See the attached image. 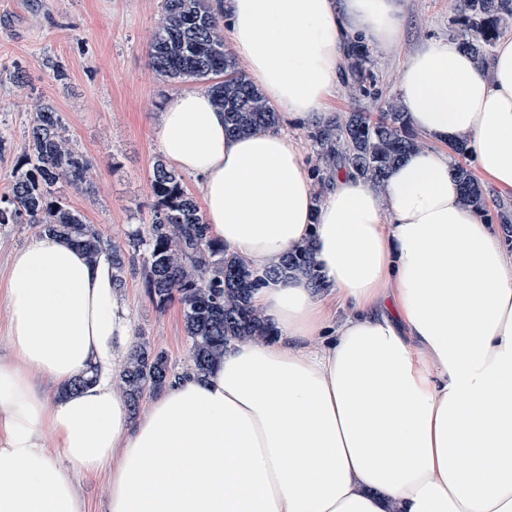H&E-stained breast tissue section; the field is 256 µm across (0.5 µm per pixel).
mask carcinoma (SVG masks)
<instances>
[{"instance_id": "carcinoma-1", "label": "carcinoma", "mask_w": 512, "mask_h": 512, "mask_svg": "<svg viewBox=\"0 0 512 512\" xmlns=\"http://www.w3.org/2000/svg\"><path fill=\"white\" fill-rule=\"evenodd\" d=\"M512 24V0H458L455 25L463 46L479 59L491 51L503 29ZM151 63L166 81H203L215 105L224 111V129L233 135L272 130L278 115L239 67L224 44V26L208 0H163L153 33ZM345 78L365 96H374L376 75L370 50L362 40L350 43L344 63ZM31 152L13 172L8 195L0 198V224H34L39 232L58 238L93 261L112 252L117 284L124 282L126 263L141 256L144 288L156 307H180L191 339L192 370L207 373L224 354V346L271 335L272 329L250 302L254 289L288 273L319 281L312 244L288 252L274 267L256 271L209 236L208 225L181 175L159 160L153 167L156 198L147 235L132 234L129 247H107L82 214L56 195L58 185L79 186L89 181L84 155L65 135L61 115L36 100L31 108ZM318 147L315 169L321 200L332 171L344 168L377 185L404 155L421 146L410 128L407 113L387 100L373 117L349 112L310 134ZM451 149L461 158L455 175L466 201L479 211L487 200L478 180L464 163L466 143ZM173 380L168 357L144 342L126 354L119 386L131 408L143 394L166 388Z\"/></svg>"}]
</instances>
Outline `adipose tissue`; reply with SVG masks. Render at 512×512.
<instances>
[{
    "instance_id": "obj_1",
    "label": "adipose tissue",
    "mask_w": 512,
    "mask_h": 512,
    "mask_svg": "<svg viewBox=\"0 0 512 512\" xmlns=\"http://www.w3.org/2000/svg\"><path fill=\"white\" fill-rule=\"evenodd\" d=\"M212 7L281 124L312 129L348 42L385 48L405 28L402 0ZM399 92L432 146L376 188L337 172L319 201L297 140L227 134L202 90L167 99L158 149L198 178L211 237L258 270L312 243L320 281L256 289L275 336L228 343L140 415L115 379L131 326L110 252L91 263L39 235L14 254L0 512H83L74 470L109 471L108 512H512V251L447 149L466 141L484 186L512 191V32L482 61L456 38L424 41Z\"/></svg>"
}]
</instances>
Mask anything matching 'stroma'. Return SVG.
Returning a JSON list of instances; mask_svg holds the SVG:
<instances>
[{"label":"stroma","instance_id":"35a3bbf8","mask_svg":"<svg viewBox=\"0 0 512 512\" xmlns=\"http://www.w3.org/2000/svg\"><path fill=\"white\" fill-rule=\"evenodd\" d=\"M163 0H0V195L29 151L30 106L60 112L69 137L89 161L91 184L65 186L69 205L103 237L125 247L147 232L156 204L151 188L158 115L184 82L162 80L151 66L154 26ZM404 39L372 49L383 99H398L403 61L424 40L450 35L453 0H404ZM60 63L64 79L53 76ZM133 342L165 352L173 374L192 366L178 305L157 309L132 263L120 289Z\"/></svg>","mask_w":512,"mask_h":512}]
</instances>
